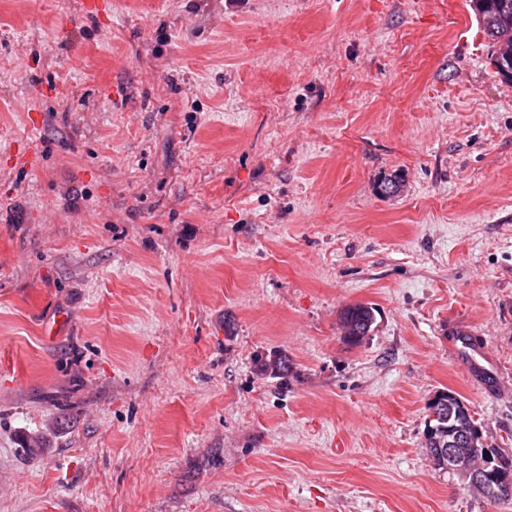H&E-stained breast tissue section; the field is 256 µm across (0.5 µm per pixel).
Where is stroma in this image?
<instances>
[{
	"label": "stroma",
	"mask_w": 512,
	"mask_h": 512,
	"mask_svg": "<svg viewBox=\"0 0 512 512\" xmlns=\"http://www.w3.org/2000/svg\"><path fill=\"white\" fill-rule=\"evenodd\" d=\"M105 2L0 0V512H512L423 436L448 389L512 452L454 355L512 383L470 0ZM341 320L343 325L346 323L350 328L349 332V328L343 326L344 335L349 332V336L343 337L344 341L349 345H357L371 331L375 321L374 310L366 304L356 303L349 305L343 309Z\"/></svg>",
	"instance_id": "stroma-1"
}]
</instances>
